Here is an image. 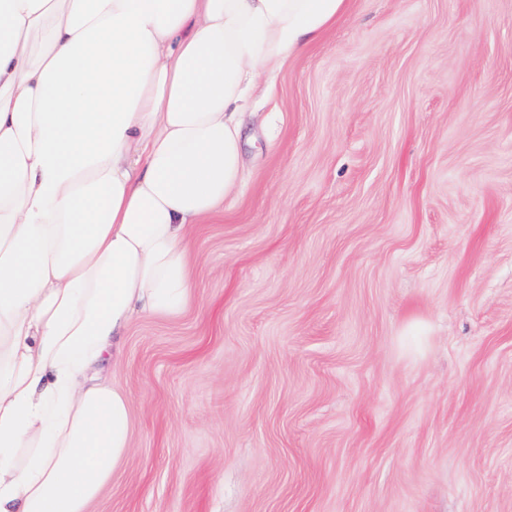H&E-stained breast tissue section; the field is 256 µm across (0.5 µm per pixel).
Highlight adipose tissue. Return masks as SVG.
Segmentation results:
<instances>
[{
	"instance_id": "1",
	"label": "adipose tissue",
	"mask_w": 512,
	"mask_h": 512,
	"mask_svg": "<svg viewBox=\"0 0 512 512\" xmlns=\"http://www.w3.org/2000/svg\"><path fill=\"white\" fill-rule=\"evenodd\" d=\"M348 0H0V512H89L131 447L102 375L192 299L258 85Z\"/></svg>"
}]
</instances>
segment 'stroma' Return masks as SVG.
<instances>
[{"mask_svg":"<svg viewBox=\"0 0 512 512\" xmlns=\"http://www.w3.org/2000/svg\"><path fill=\"white\" fill-rule=\"evenodd\" d=\"M249 109L90 512H512V0H350Z\"/></svg>","mask_w":512,"mask_h":512,"instance_id":"1","label":"stroma"}]
</instances>
